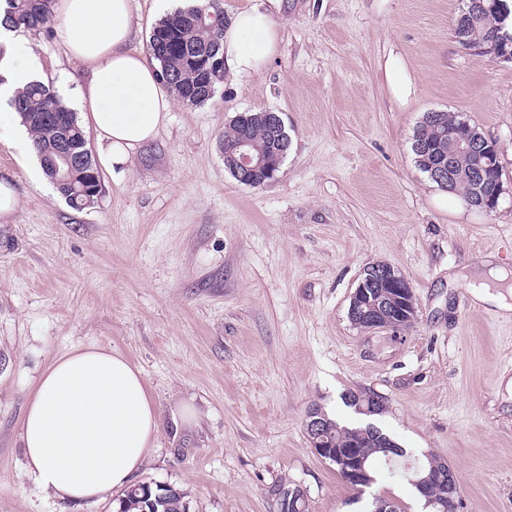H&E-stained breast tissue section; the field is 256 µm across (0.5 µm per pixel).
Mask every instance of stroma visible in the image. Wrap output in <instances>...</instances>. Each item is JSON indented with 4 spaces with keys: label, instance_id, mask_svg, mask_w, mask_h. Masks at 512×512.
Masks as SVG:
<instances>
[{
    "label": "stroma",
    "instance_id": "1",
    "mask_svg": "<svg viewBox=\"0 0 512 512\" xmlns=\"http://www.w3.org/2000/svg\"><path fill=\"white\" fill-rule=\"evenodd\" d=\"M226 20L256 8L279 28L263 71L225 75L212 99L175 102L122 170L101 168L77 210L0 131V179L18 194L0 219V512H118L121 493L72 502L26 475L20 418L40 374L76 347L138 367L160 414L140 482L183 490L190 512H275L302 486L309 512H415L414 491L378 478L361 497L311 447L309 408L374 424L410 454L454 470L459 512H512V316L475 301L469 279L512 274V62L454 34L459 0H218ZM51 18L26 32L46 83L89 79ZM399 56L412 81L394 98ZM273 111L290 139L275 179L237 181L224 132ZM459 112L495 142L505 188L490 213L416 166L424 113ZM400 269L412 324L367 332L348 318L367 267ZM387 402L367 417L345 398ZM386 69L388 73H397L400 77L392 84L393 96L403 101L411 93V81L405 74V67L403 62L397 57H390L387 61ZM297 489L296 486H288L286 484H280L276 488L272 490V494L276 498V506L277 512H308V499H300L297 503L298 509L294 506L293 495H290L287 499L285 496V492L295 491ZM301 511H298V510Z\"/></svg>",
    "mask_w": 512,
    "mask_h": 512
}]
</instances>
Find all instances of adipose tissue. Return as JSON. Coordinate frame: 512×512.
Instances as JSON below:
<instances>
[{"instance_id": "adipose-tissue-1", "label": "adipose tissue", "mask_w": 512, "mask_h": 512, "mask_svg": "<svg viewBox=\"0 0 512 512\" xmlns=\"http://www.w3.org/2000/svg\"><path fill=\"white\" fill-rule=\"evenodd\" d=\"M70 56L90 78L73 98L88 109L99 159L108 168L127 163L166 123L173 99L158 66L132 50V0H56ZM0 128L11 129L24 153L33 142L10 100L43 81L28 41L0 24ZM279 30L269 14L239 13L224 32L221 53L233 74L260 72L275 56ZM160 421L141 371L103 347L74 348L55 359L35 382L20 421L25 471L58 498L101 499L127 489L144 463Z\"/></svg>"}]
</instances>
